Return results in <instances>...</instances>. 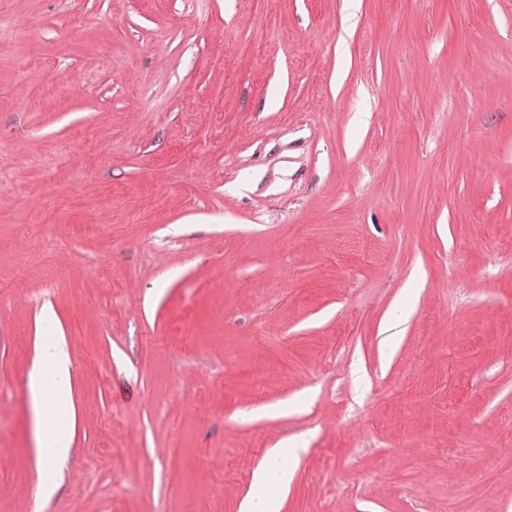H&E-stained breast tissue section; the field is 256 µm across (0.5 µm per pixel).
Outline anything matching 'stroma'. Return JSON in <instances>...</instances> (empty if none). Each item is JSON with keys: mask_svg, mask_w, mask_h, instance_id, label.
<instances>
[{"mask_svg": "<svg viewBox=\"0 0 512 512\" xmlns=\"http://www.w3.org/2000/svg\"><path fill=\"white\" fill-rule=\"evenodd\" d=\"M283 441L281 512H512V0H0V512H241ZM25 387L36 428V444L45 471L70 456L76 417L70 359L64 340L46 342L28 373Z\"/></svg>", "mask_w": 512, "mask_h": 512, "instance_id": "obj_1", "label": "stroma"}]
</instances>
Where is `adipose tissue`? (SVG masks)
<instances>
[{
  "mask_svg": "<svg viewBox=\"0 0 512 512\" xmlns=\"http://www.w3.org/2000/svg\"><path fill=\"white\" fill-rule=\"evenodd\" d=\"M25 387L30 398L36 428V444L45 471L68 459L75 433L72 402L73 384L65 341L46 342L38 361L28 373ZM298 449L279 445L271 449L267 464L254 474L253 490L242 512H280L281 502L270 486L287 487Z\"/></svg>",
  "mask_w": 512,
  "mask_h": 512,
  "instance_id": "1",
  "label": "adipose tissue"
}]
</instances>
